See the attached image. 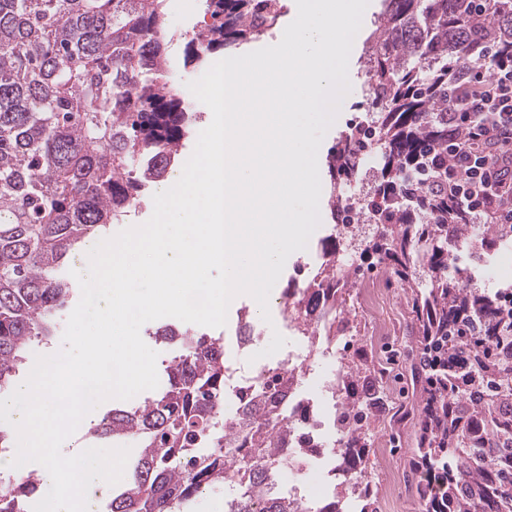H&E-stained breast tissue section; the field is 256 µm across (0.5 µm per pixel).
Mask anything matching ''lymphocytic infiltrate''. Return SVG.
<instances>
[{
    "label": "lymphocytic infiltrate",
    "instance_id": "f902f5d3",
    "mask_svg": "<svg viewBox=\"0 0 512 512\" xmlns=\"http://www.w3.org/2000/svg\"><path fill=\"white\" fill-rule=\"evenodd\" d=\"M448 195L470 223L512 225V64L459 74L448 101Z\"/></svg>",
    "mask_w": 512,
    "mask_h": 512
}]
</instances>
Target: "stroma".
I'll return each mask as SVG.
<instances>
[{
	"mask_svg": "<svg viewBox=\"0 0 512 512\" xmlns=\"http://www.w3.org/2000/svg\"><path fill=\"white\" fill-rule=\"evenodd\" d=\"M166 18L170 31L177 34L170 53L171 82L179 90L185 105L195 112H206L205 104L198 101L187 87L188 82L197 80L204 72V67H192L184 63V39L209 23L202 0H166ZM351 89L343 98L339 114L321 142L322 152H329L340 136L358 123L370 124L374 118L365 106L363 94L365 76L361 70H354L349 75ZM321 224L311 235L306 249L290 255L274 291L269 297L270 321H258L262 330L261 346H268L273 334L286 338L287 349L301 346L300 335L290 327L285 318L283 290L291 280H304L303 265L318 261L319 244L323 238L332 233L336 220L327 204L319 206ZM459 267L465 268L474 288L497 289L512 287V247H502L480 263H472L467 252H459ZM343 274L349 280V301L351 319L357 335L363 336L362 351L369 359H376L377 351L373 344L374 335L382 317H390L395 331L400 336H407L411 326V314L406 305L405 289L394 287L390 290L391 300L387 305L385 316H377L367 311L361 304L360 292L364 286V271H353L350 264H342ZM413 422L404 420L398 428H391L388 417H381L379 427L370 450L368 472L374 481L377 493V506L382 512H422V505L409 487L407 479L416 475V456L412 451Z\"/></svg>",
	"mask_w": 512,
	"mask_h": 512,
	"instance_id": "1",
	"label": "stroma"
}]
</instances>
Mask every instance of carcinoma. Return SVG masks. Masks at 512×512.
Returning a JSON list of instances; mask_svg holds the SVG:
<instances>
[{
	"instance_id": "carcinoma-1",
	"label": "carcinoma",
	"mask_w": 512,
	"mask_h": 512,
	"mask_svg": "<svg viewBox=\"0 0 512 512\" xmlns=\"http://www.w3.org/2000/svg\"><path fill=\"white\" fill-rule=\"evenodd\" d=\"M165 0H0V391L8 390L34 344L58 330L74 296L64 270L78 247L137 207L174 167L200 118L168 78ZM366 48L365 97L377 112L383 181L352 213L337 194L364 162L365 130L352 129L327 155L329 208L350 224L376 225L367 238L330 235L325 263L287 285L288 321L332 348L346 330L336 285V251L384 268L411 291L417 334L411 371L422 384L416 413L421 465L414 492L425 512H512V306L506 290L468 287L455 253L512 244V225L493 234L470 229L448 197V96L454 74L512 60V0H383ZM211 23L185 46V64L201 65L247 44L276 24L280 0H205ZM430 168L436 188L410 173ZM430 288L419 290L417 275ZM329 295L320 321L301 305ZM160 388L141 404L114 408L91 436L137 440L131 480L109 512H185L199 493L231 490L224 512H377L368 479L372 425L388 400L380 370L349 360L346 379L326 386L336 437L324 443L336 468L353 474L321 500L279 491L281 471L311 458L279 455L290 438L312 435L288 406L294 372L269 364L233 390L236 411L221 414L224 344L183 327ZM448 463L444 471L434 464ZM39 488L32 473L0 485V512H28Z\"/></svg>"
}]
</instances>
